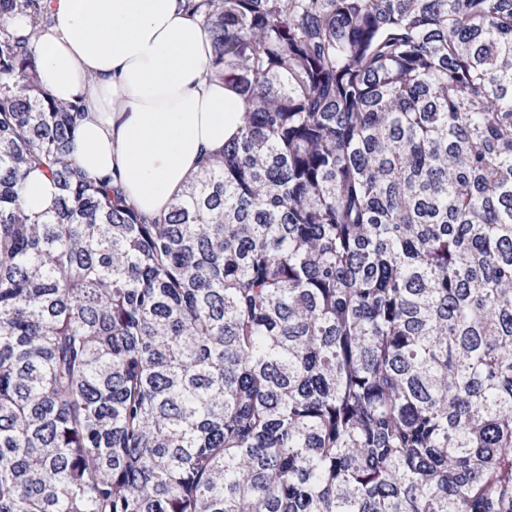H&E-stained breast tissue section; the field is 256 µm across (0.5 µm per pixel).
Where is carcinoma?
Returning a JSON list of instances; mask_svg holds the SVG:
<instances>
[{"mask_svg": "<svg viewBox=\"0 0 512 512\" xmlns=\"http://www.w3.org/2000/svg\"><path fill=\"white\" fill-rule=\"evenodd\" d=\"M46 2L0 0V512H512V0H185L244 114L160 217L71 162ZM56 192L52 181L38 172H32L21 188L22 204L30 212H43L50 207Z\"/></svg>", "mask_w": 512, "mask_h": 512, "instance_id": "carcinoma-1", "label": "carcinoma"}]
</instances>
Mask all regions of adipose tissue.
Instances as JSON below:
<instances>
[{
  "label": "adipose tissue",
  "instance_id": "1",
  "mask_svg": "<svg viewBox=\"0 0 512 512\" xmlns=\"http://www.w3.org/2000/svg\"><path fill=\"white\" fill-rule=\"evenodd\" d=\"M48 2L30 46L43 87L85 110L74 163L117 175L145 215L166 213L242 123V100L207 73L210 33L183 0Z\"/></svg>",
  "mask_w": 512,
  "mask_h": 512
}]
</instances>
